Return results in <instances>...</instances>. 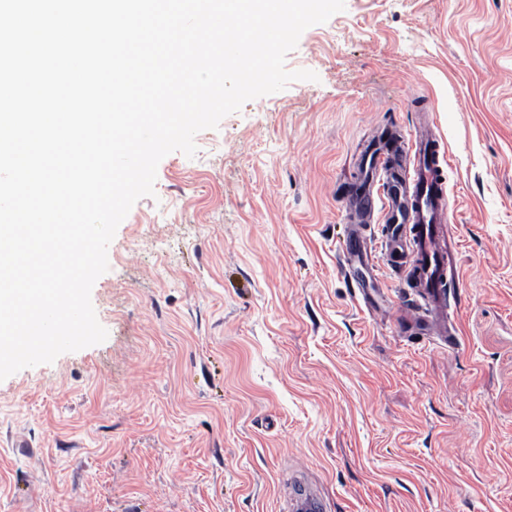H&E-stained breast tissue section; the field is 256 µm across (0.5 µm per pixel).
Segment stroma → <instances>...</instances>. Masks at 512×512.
<instances>
[{"label": "stroma", "instance_id": "obj_1", "mask_svg": "<svg viewBox=\"0 0 512 512\" xmlns=\"http://www.w3.org/2000/svg\"><path fill=\"white\" fill-rule=\"evenodd\" d=\"M158 165L91 300L107 339L0 382V512H512V0H345ZM447 145L434 321L365 224L357 157Z\"/></svg>", "mask_w": 512, "mask_h": 512}]
</instances>
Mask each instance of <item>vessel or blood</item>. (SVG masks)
Segmentation results:
<instances>
[{"instance_id":"obj_1","label":"vessel or blood","mask_w":512,"mask_h":512,"mask_svg":"<svg viewBox=\"0 0 512 512\" xmlns=\"http://www.w3.org/2000/svg\"><path fill=\"white\" fill-rule=\"evenodd\" d=\"M412 166H400L394 145L376 146L364 160V173L381 181L376 193H365L358 205L362 218L382 210L392 252L406 256V278L420 289L435 316L448 309L445 288L454 278L442 230L448 220L446 156L435 135L409 139Z\"/></svg>"}]
</instances>
